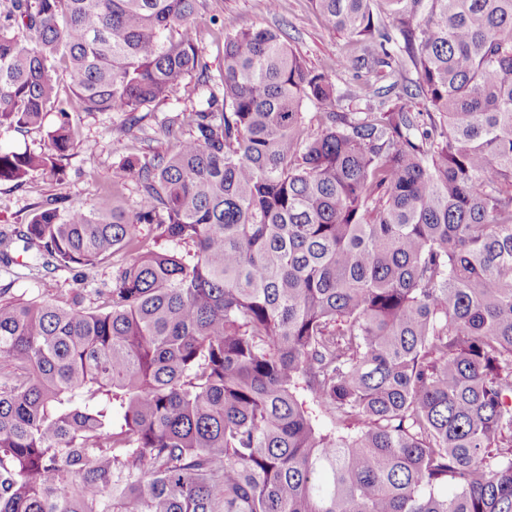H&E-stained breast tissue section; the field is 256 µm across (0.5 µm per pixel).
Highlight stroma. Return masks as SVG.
<instances>
[{
  "instance_id": "obj_1",
  "label": "stroma",
  "mask_w": 512,
  "mask_h": 512,
  "mask_svg": "<svg viewBox=\"0 0 512 512\" xmlns=\"http://www.w3.org/2000/svg\"><path fill=\"white\" fill-rule=\"evenodd\" d=\"M190 25L211 79H219L224 71L226 27L278 26L308 67L329 72L338 91H347L357 81L356 68L336 65L337 57L351 51L348 37L330 31L311 0H279L273 12L266 0H199ZM206 95L196 78H188L169 100L144 110L134 126L121 112L72 113L76 146L68 159L61 161L58 172L21 183H0V234L12 240L11 262H0V293L8 299H44L75 302L86 309L96 307L100 294L112 285L115 267L111 262L85 268H45L36 262L34 251L16 239V231L46 202H56L62 209L95 202L113 188L114 176L127 160L171 152L174 142L164 132L165 123L199 106Z\"/></svg>"
}]
</instances>
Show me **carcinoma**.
I'll return each mask as SVG.
<instances>
[{"mask_svg":"<svg viewBox=\"0 0 512 512\" xmlns=\"http://www.w3.org/2000/svg\"><path fill=\"white\" fill-rule=\"evenodd\" d=\"M197 2L3 0L0 133L59 120L0 183L54 171L71 112L207 84ZM312 3L417 80L341 94L228 28L189 136L114 178L134 215L112 191L19 231L46 267L129 260L94 310L0 299V512H512V0Z\"/></svg>","mask_w":512,"mask_h":512,"instance_id":"carcinoma-1","label":"carcinoma"}]
</instances>
